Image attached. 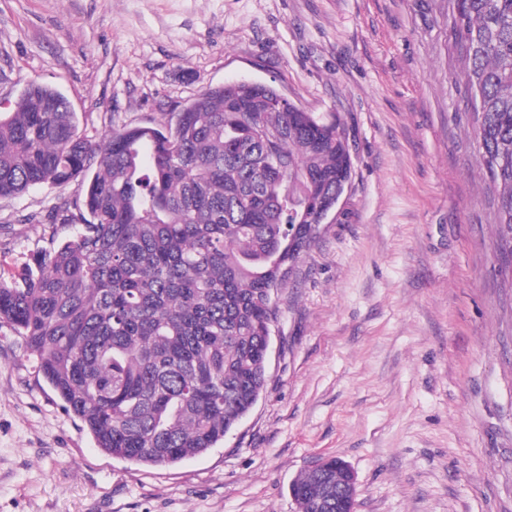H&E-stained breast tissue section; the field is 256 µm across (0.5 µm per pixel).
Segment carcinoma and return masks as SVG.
<instances>
[{"mask_svg": "<svg viewBox=\"0 0 512 512\" xmlns=\"http://www.w3.org/2000/svg\"><path fill=\"white\" fill-rule=\"evenodd\" d=\"M478 162L496 193L497 260L512 262V0H449ZM57 89L0 113V197H59L37 224L74 234L0 277V326L97 448L175 466L224 441L267 383L278 294L355 174L349 133L270 84L201 89L162 122L97 140ZM343 472L293 483L298 512L336 502Z\"/></svg>", "mask_w": 512, "mask_h": 512, "instance_id": "cac0c4a2", "label": "carcinoma"}]
</instances>
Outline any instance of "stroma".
<instances>
[{
    "instance_id": "35a3bbf8",
    "label": "stroma",
    "mask_w": 512,
    "mask_h": 512,
    "mask_svg": "<svg viewBox=\"0 0 512 512\" xmlns=\"http://www.w3.org/2000/svg\"><path fill=\"white\" fill-rule=\"evenodd\" d=\"M448 0H0V112L32 82L89 138L198 90L273 85L345 121L355 175L279 294L268 383L224 443L167 469L102 452L0 328V512H297L318 456L356 512H512V287L464 111ZM56 190L0 199V276L54 239Z\"/></svg>"
}]
</instances>
